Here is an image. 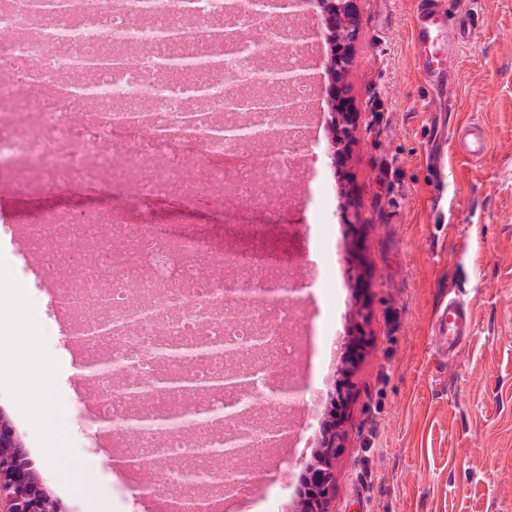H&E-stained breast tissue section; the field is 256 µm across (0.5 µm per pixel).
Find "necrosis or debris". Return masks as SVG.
I'll use <instances>...</instances> for the list:
<instances>
[{"mask_svg": "<svg viewBox=\"0 0 512 512\" xmlns=\"http://www.w3.org/2000/svg\"><path fill=\"white\" fill-rule=\"evenodd\" d=\"M228 19L261 35L265 66L246 88L252 98H265L280 70L313 53L304 27L252 9L226 12L224 0H172L162 19L140 0H62L53 9L0 0V184L37 193L93 182L121 188L130 202L23 217L0 209V243L42 242L51 265L79 267L75 294L50 315L76 337L89 323H111L88 355H108L120 374L95 377V412L138 424L134 447L123 451L128 471L163 470L184 507L198 502V489L221 492L226 475L241 470L240 458L222 454L225 396L209 387L229 367L224 341L239 346L251 381L237 431L259 445L285 434L294 409L271 395V384H289L274 369L315 359L329 333L326 322L304 318L281 296L246 312L227 308L224 275L257 280L260 259L144 223L160 197L190 205L207 195L219 207L247 197L267 209L264 186L297 177L289 156L211 138L230 118L224 81L206 63L223 51L218 31ZM114 55L127 58L122 71L98 65ZM183 55L197 61L195 84L214 95L202 100L176 89L166 61ZM281 93L293 113L261 109L249 123L289 146L308 145L316 133L312 85ZM259 336L270 348L254 351ZM145 386L154 387L153 401L143 397Z\"/></svg>", "mask_w": 512, "mask_h": 512, "instance_id": "4bbe7bcc", "label": "necrosis or debris"}]
</instances>
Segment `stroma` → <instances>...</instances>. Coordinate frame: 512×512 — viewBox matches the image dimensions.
<instances>
[{
    "mask_svg": "<svg viewBox=\"0 0 512 512\" xmlns=\"http://www.w3.org/2000/svg\"><path fill=\"white\" fill-rule=\"evenodd\" d=\"M459 14L480 10L483 28L463 43L457 65L425 90L414 56V0H360L359 38L347 78L359 113L351 146L352 181L341 185L320 132L311 155L297 154L299 182L275 190L271 210L219 211L172 197L154 204L167 223L227 249L249 247L316 279L309 256L306 196L309 156H316L332 205L325 264L333 285L307 292L303 312L331 311L338 335L321 358L313 402L294 416L301 436L257 449L246 460L260 473V495L278 512H298L295 489L266 469L268 457L310 458L319 425L360 324L365 347L350 378V398L333 461L328 512H512V0H454ZM456 109H448V97ZM479 124L483 159L463 156L454 127ZM104 196L64 188L17 195L12 209L37 213L65 204H101ZM349 208L358 224L341 222ZM364 286L349 288L352 274ZM472 307L474 330L456 358L445 359L433 331L449 287ZM44 293L27 289L13 307L25 319L18 344H33L47 362L48 406L21 403L30 373L24 359L0 367V414L27 452L41 483L65 512H162L127 488L84 411L61 414L82 399L80 358L63 349L59 327H46ZM82 467H70L73 458Z\"/></svg>",
    "mask_w": 512,
    "mask_h": 512,
    "instance_id": "35a3bbf8",
    "label": "stroma"
}]
</instances>
